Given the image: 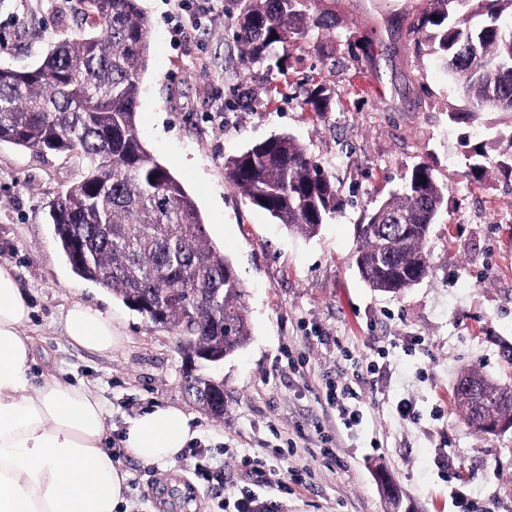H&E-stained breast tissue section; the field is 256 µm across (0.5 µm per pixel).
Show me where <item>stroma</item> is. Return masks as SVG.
Wrapping results in <instances>:
<instances>
[{
	"instance_id": "1",
	"label": "stroma",
	"mask_w": 512,
	"mask_h": 512,
	"mask_svg": "<svg viewBox=\"0 0 512 512\" xmlns=\"http://www.w3.org/2000/svg\"><path fill=\"white\" fill-rule=\"evenodd\" d=\"M139 5L150 43L139 134L194 198L209 244L245 290L251 336L219 373L223 418L186 395L182 336L77 276L58 249L49 205L81 179L84 162L0 143V265L29 302L32 373L102 398L106 443L128 475L126 512H235L247 490L273 512H386L379 468L407 512H457L462 498L512 512V429L476 432L453 397L467 368L512 386V176L496 167L512 147V112L452 120L461 97L410 31L426 0H318L336 28L297 40L284 69L273 57L244 66L232 0ZM73 30L70 0H0V63L34 66ZM320 83L332 98L318 115L304 100ZM284 132L340 189L336 212L310 239L276 224L224 176L228 157ZM475 151L487 156L477 178L466 174ZM420 163L449 186L428 238L429 273L400 295H381L356 268L359 230ZM77 302L111 314L120 336L112 352L69 343L62 318ZM332 385L355 398L329 404ZM404 405L414 417L400 416ZM157 406L193 416L192 445L207 449L223 487L198 479L183 457L161 467L122 454L129 421Z\"/></svg>"
}]
</instances>
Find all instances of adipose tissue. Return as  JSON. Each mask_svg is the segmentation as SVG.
Returning <instances> with one entry per match:
<instances>
[{
    "label": "adipose tissue",
    "instance_id": "obj_1",
    "mask_svg": "<svg viewBox=\"0 0 512 512\" xmlns=\"http://www.w3.org/2000/svg\"><path fill=\"white\" fill-rule=\"evenodd\" d=\"M29 315L12 269L0 266V512H117L126 475L103 445L105 405L55 375L33 380ZM64 333L94 352L119 340L111 317L83 303L67 310ZM195 435L183 409L156 407L130 421L122 444L130 457L165 466Z\"/></svg>",
    "mask_w": 512,
    "mask_h": 512
}]
</instances>
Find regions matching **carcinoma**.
<instances>
[{
  "label": "carcinoma",
  "instance_id": "1",
  "mask_svg": "<svg viewBox=\"0 0 512 512\" xmlns=\"http://www.w3.org/2000/svg\"><path fill=\"white\" fill-rule=\"evenodd\" d=\"M234 35L251 64L336 20L301 0H238ZM412 33L434 28L430 40L467 107L454 120L512 112V0H427ZM77 31L36 66H0V143L39 152H76L82 178L52 204L55 240L80 277L112 291L153 324L186 338L184 350L229 358L250 337L245 293L232 262L210 246L193 198L144 146L137 130L140 76L149 60L148 23L139 0H76ZM306 105L328 110L325 88ZM225 178L288 231L312 237L336 211L335 177L293 135L255 143L225 163ZM448 187L426 165L403 177L399 191L368 216L355 263L372 290L398 294L426 275L430 227ZM471 395L508 400L476 370ZM224 382L203 373L185 379L194 405ZM496 404L465 409L474 426Z\"/></svg>",
  "mask_w": 512,
  "mask_h": 512
}]
</instances>
